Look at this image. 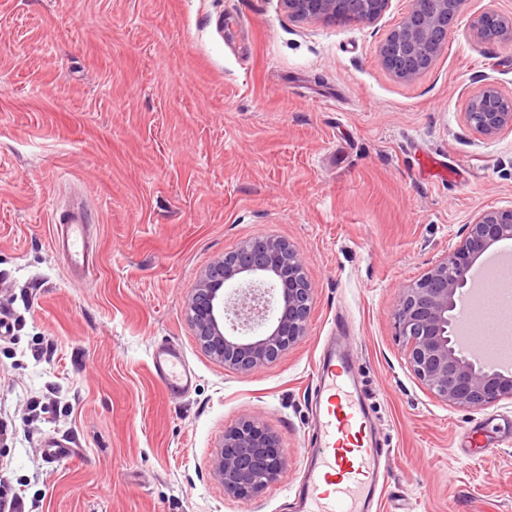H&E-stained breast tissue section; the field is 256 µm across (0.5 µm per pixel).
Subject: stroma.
<instances>
[{
	"instance_id": "obj_1",
	"label": "stroma",
	"mask_w": 512,
	"mask_h": 512,
	"mask_svg": "<svg viewBox=\"0 0 512 512\" xmlns=\"http://www.w3.org/2000/svg\"><path fill=\"white\" fill-rule=\"evenodd\" d=\"M409 7L336 25L280 0H0V497L17 512H290L337 334L390 451L380 512H512V401L431 398L393 318L478 214L512 207V130L464 120L481 82L512 96V39L470 28L512 0H469L401 80L378 47ZM72 200L93 219L85 279L52 246ZM258 237L299 251L314 301L302 340L240 373L200 347L185 299ZM161 343L196 375L182 398L154 378ZM246 415L290 459L253 500L209 476ZM50 435L70 450L55 463Z\"/></svg>"
}]
</instances>
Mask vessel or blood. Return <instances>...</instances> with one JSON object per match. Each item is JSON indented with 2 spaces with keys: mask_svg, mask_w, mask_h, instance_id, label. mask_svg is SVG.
<instances>
[{
  "mask_svg": "<svg viewBox=\"0 0 512 512\" xmlns=\"http://www.w3.org/2000/svg\"><path fill=\"white\" fill-rule=\"evenodd\" d=\"M53 247L66 255L71 271L81 277L94 268L88 219L83 208L67 209L59 219ZM461 338L467 349L486 356L498 328L495 313L475 314L470 296L459 302ZM156 379L168 395L187 394L195 375L180 349L159 345L152 354ZM314 427L304 476L294 494L292 512H373L383 492L388 449L373 438L366 396L359 389L356 368L343 344L331 343L317 364Z\"/></svg>",
  "mask_w": 512,
  "mask_h": 512,
  "instance_id": "vessel-or-blood-1",
  "label": "vessel or blood"
}]
</instances>
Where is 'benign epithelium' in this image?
<instances>
[{"instance_id": "1", "label": "benign epithelium", "mask_w": 512, "mask_h": 512, "mask_svg": "<svg viewBox=\"0 0 512 512\" xmlns=\"http://www.w3.org/2000/svg\"><path fill=\"white\" fill-rule=\"evenodd\" d=\"M282 2L291 17L302 21L328 20L348 8V0ZM389 2L359 0V21L378 22ZM465 5L466 0H412L379 46L384 65L390 66L395 53L420 59L413 70H391L400 79L429 68L434 61L427 53L432 32L450 31ZM471 26L485 40L512 39V17L485 12ZM464 117L473 132L495 136L512 129V98L484 84L470 95ZM511 239L512 208L484 211L453 250L399 291L394 317L407 367L431 397L448 406L477 409L512 400V371L484 366L461 353L457 310L470 271L490 248ZM239 277L250 278L247 287L224 294V284ZM268 280L281 290L278 311L262 288ZM312 304L313 290L298 250L285 240L266 237L248 240L211 263L187 296L186 310L205 352L227 369L253 372L281 358L306 335ZM226 319L230 334L224 329ZM287 469L288 455L277 435L260 419L245 416L224 430L209 474L224 494L249 500Z\"/></svg>"}]
</instances>
